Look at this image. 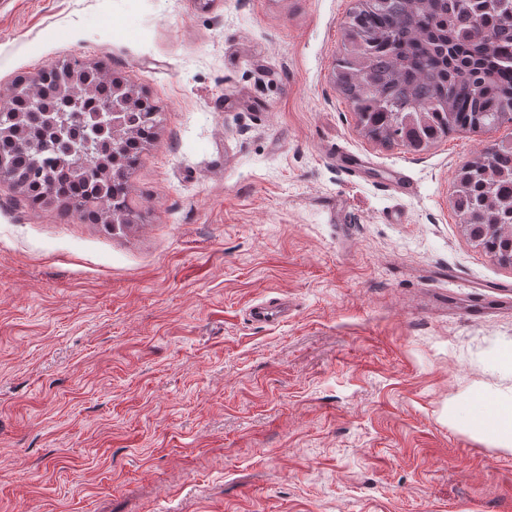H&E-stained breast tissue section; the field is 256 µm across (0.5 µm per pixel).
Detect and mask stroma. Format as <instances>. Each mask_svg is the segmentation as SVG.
<instances>
[{"instance_id":"1","label":"stroma","mask_w":512,"mask_h":512,"mask_svg":"<svg viewBox=\"0 0 512 512\" xmlns=\"http://www.w3.org/2000/svg\"><path fill=\"white\" fill-rule=\"evenodd\" d=\"M354 4L0 0V102L78 59L161 112L133 227L0 184V512H512V452L448 417L512 396V267L453 208L512 125L364 137L332 81ZM284 313V307L276 299L257 304L251 308L250 317L253 321L271 324L278 321Z\"/></svg>"}]
</instances>
